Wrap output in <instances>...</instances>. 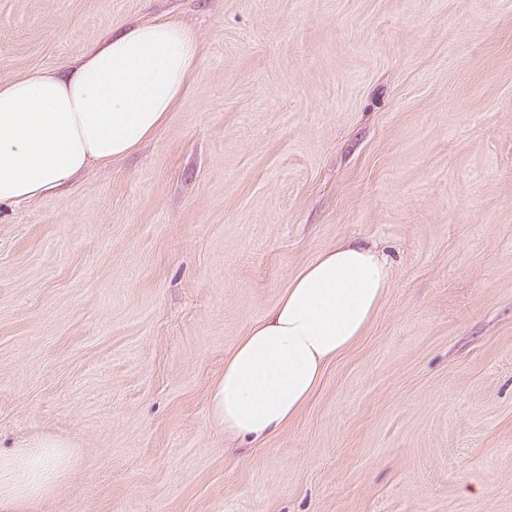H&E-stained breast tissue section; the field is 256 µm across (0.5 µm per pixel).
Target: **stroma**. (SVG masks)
Instances as JSON below:
<instances>
[{"label": "stroma", "mask_w": 512, "mask_h": 512, "mask_svg": "<svg viewBox=\"0 0 512 512\" xmlns=\"http://www.w3.org/2000/svg\"><path fill=\"white\" fill-rule=\"evenodd\" d=\"M153 17L200 45L161 129L0 205V448L71 451L25 512H512V0H0V82ZM341 240L387 295L240 450L210 383Z\"/></svg>", "instance_id": "stroma-1"}]
</instances>
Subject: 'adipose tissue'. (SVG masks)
Returning <instances> with one entry per match:
<instances>
[{
	"mask_svg": "<svg viewBox=\"0 0 512 512\" xmlns=\"http://www.w3.org/2000/svg\"><path fill=\"white\" fill-rule=\"evenodd\" d=\"M198 57L193 29L153 21L113 32L64 72L0 83V204L57 193L140 148L185 93ZM390 282L386 259L368 246L318 254L226 354L209 388L210 423L249 442L288 425L326 366L363 336ZM63 457L49 440L0 451V512H21Z\"/></svg>",
	"mask_w": 512,
	"mask_h": 512,
	"instance_id": "obj_1",
	"label": "adipose tissue"
}]
</instances>
